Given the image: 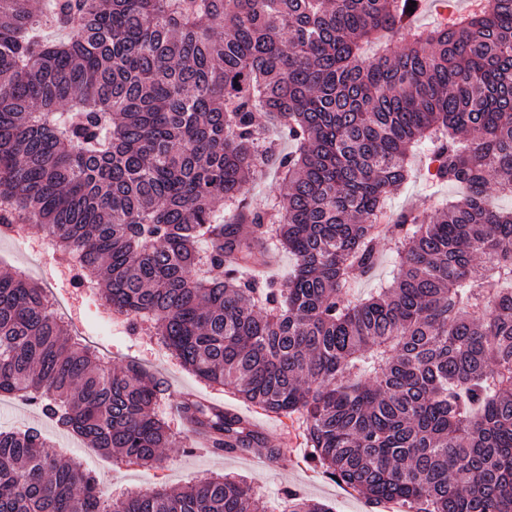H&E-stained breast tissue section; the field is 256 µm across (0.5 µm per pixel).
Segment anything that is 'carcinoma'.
Segmentation results:
<instances>
[{
	"mask_svg": "<svg viewBox=\"0 0 512 512\" xmlns=\"http://www.w3.org/2000/svg\"><path fill=\"white\" fill-rule=\"evenodd\" d=\"M410 5L0 0V225L46 233L77 284L103 281L105 307L199 380L300 413L310 462L369 503L512 512V209L485 205L512 195V0L423 28ZM424 149L466 192L391 215V278L354 299ZM267 165L281 193L256 207ZM272 251L295 257L283 282L255 271ZM162 394L78 342L38 284L0 275V397L157 468L179 443ZM181 419L218 448L256 443L203 403ZM45 448L38 427L0 431V512H266L225 475L114 501Z\"/></svg>",
	"mask_w": 512,
	"mask_h": 512,
	"instance_id": "1",
	"label": "carcinoma"
}]
</instances>
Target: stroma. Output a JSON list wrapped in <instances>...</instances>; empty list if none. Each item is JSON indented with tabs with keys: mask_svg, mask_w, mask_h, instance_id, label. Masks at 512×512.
Returning a JSON list of instances; mask_svg holds the SVG:
<instances>
[{
	"mask_svg": "<svg viewBox=\"0 0 512 512\" xmlns=\"http://www.w3.org/2000/svg\"><path fill=\"white\" fill-rule=\"evenodd\" d=\"M456 186L429 184L425 176L415 174L391 204L395 210L411 207L433 209L436 199L456 195ZM68 265L59 257L42 263L33 279L50 291L53 298L66 303L72 325L78 326L85 337L107 349L113 366L135 359L161 378L167 388L159 404L172 430L180 437L177 447L164 451L165 463L157 469L126 468L100 455L95 449L60 434L51 424L43 422L36 406L14 398L0 400V428L18 430L29 424L40 425L47 436L48 452L62 459L79 461L109 488L112 495L148 489L158 482L171 487L187 486L216 474L235 476L242 484L262 495L267 512H284L288 505L287 491L329 505L333 512H378L361 495L324 476L307 462L308 448L304 438V424L300 415H276L252 406L231 392L213 388L184 369L156 339L133 333L127 320L113 317L95 299L86 297L82 288L67 278ZM195 390L212 402L230 405L258 424L276 432L288 450L277 467L264 462L239 457H216L198 452L190 433L183 427L171 407L181 393Z\"/></svg>",
	"mask_w": 512,
	"mask_h": 512,
	"instance_id": "obj_1",
	"label": "stroma"
}]
</instances>
